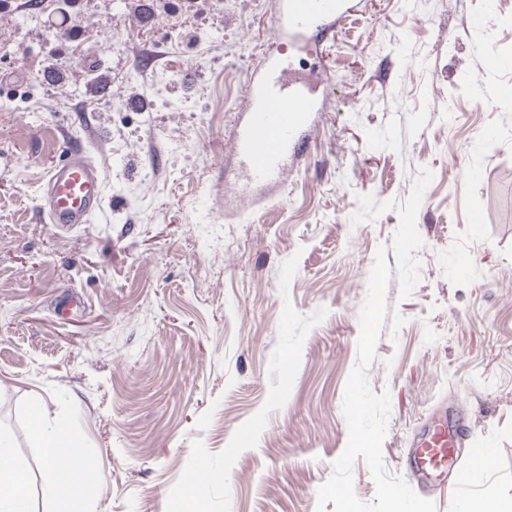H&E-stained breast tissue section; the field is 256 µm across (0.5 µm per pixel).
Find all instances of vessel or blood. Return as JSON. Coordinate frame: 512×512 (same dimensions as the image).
Masks as SVG:
<instances>
[{
	"mask_svg": "<svg viewBox=\"0 0 512 512\" xmlns=\"http://www.w3.org/2000/svg\"><path fill=\"white\" fill-rule=\"evenodd\" d=\"M356 9V0H274L271 40L277 45L302 43L313 32L331 30ZM316 87V75L291 72L281 58L266 53L257 60L240 109L242 118L231 131L233 164L241 177L239 195L282 182L300 138L323 109ZM103 192L101 167L86 151L76 149L48 170L41 208L50 223L84 224L100 207ZM455 442L447 416L439 415L413 444L418 476L447 474Z\"/></svg>",
	"mask_w": 512,
	"mask_h": 512,
	"instance_id": "1",
	"label": "vessel or blood"
}]
</instances>
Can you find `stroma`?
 Segmentation results:
<instances>
[{
  "label": "stroma",
  "instance_id": "stroma-1",
  "mask_svg": "<svg viewBox=\"0 0 512 512\" xmlns=\"http://www.w3.org/2000/svg\"><path fill=\"white\" fill-rule=\"evenodd\" d=\"M272 2L154 0L144 26L135 0H78L71 39L0 9V435L32 512L56 482L34 399L70 427L87 512H173L201 468L200 512L512 498V0H360L319 50L288 47L327 110L280 186L233 203ZM73 143L105 199L58 226L43 177ZM441 410L462 433L423 486L409 455ZM475 448L493 465L461 482Z\"/></svg>",
  "mask_w": 512,
  "mask_h": 512
}]
</instances>
